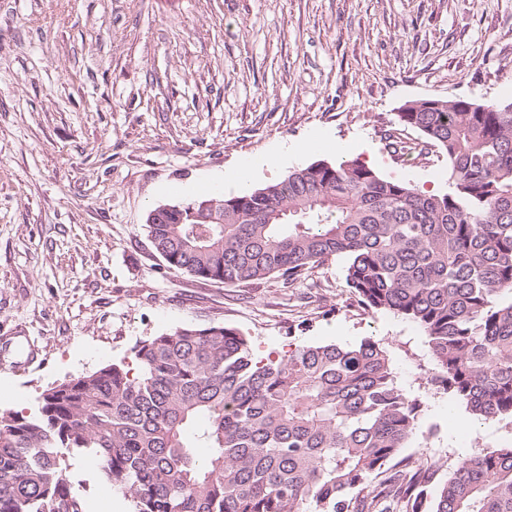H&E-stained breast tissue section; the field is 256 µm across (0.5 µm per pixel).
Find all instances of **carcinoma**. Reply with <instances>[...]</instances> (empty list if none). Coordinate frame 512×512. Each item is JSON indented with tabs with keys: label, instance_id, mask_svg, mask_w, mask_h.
I'll list each match as a JSON object with an SVG mask.
<instances>
[{
	"label": "carcinoma",
	"instance_id": "carcinoma-1",
	"mask_svg": "<svg viewBox=\"0 0 512 512\" xmlns=\"http://www.w3.org/2000/svg\"><path fill=\"white\" fill-rule=\"evenodd\" d=\"M399 120L444 152L426 195L358 161H324L149 224L166 268L246 286L294 284L333 260L364 309L420 327L430 382L477 419L512 424V101H409ZM224 209V223L194 213ZM111 364L0 409V512H85L58 449L84 455L134 512H512V447L437 462L402 456L421 404L381 343L300 345L256 359L224 324L141 341ZM435 487V494L428 492Z\"/></svg>",
	"mask_w": 512,
	"mask_h": 512
}]
</instances>
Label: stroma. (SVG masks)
I'll list each match as a JSON object with an SVG mask.
<instances>
[{
    "label": "stroma",
    "mask_w": 512,
    "mask_h": 512,
    "mask_svg": "<svg viewBox=\"0 0 512 512\" xmlns=\"http://www.w3.org/2000/svg\"><path fill=\"white\" fill-rule=\"evenodd\" d=\"M512 98V0H0V408L42 393L184 325L225 324L254 351L379 341L424 408L404 454L452 464L448 419L465 417L429 377L423 332L365 310L328 263L287 285L201 282L166 269L148 213L206 197L242 161L279 154L282 180L322 160H355L441 194V150L410 159L407 101ZM320 138L331 150L304 154ZM89 512H132L65 450Z\"/></svg>",
    "instance_id": "1"
}]
</instances>
